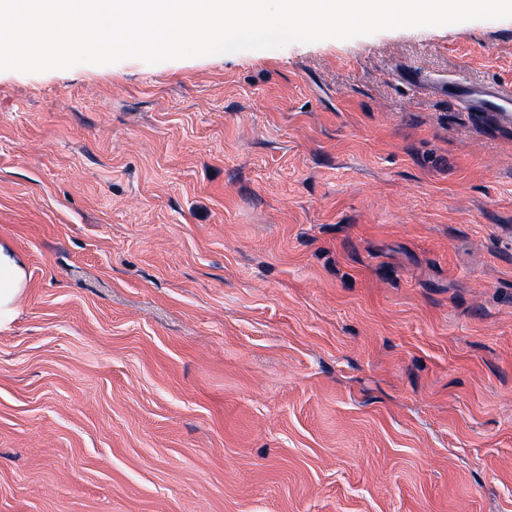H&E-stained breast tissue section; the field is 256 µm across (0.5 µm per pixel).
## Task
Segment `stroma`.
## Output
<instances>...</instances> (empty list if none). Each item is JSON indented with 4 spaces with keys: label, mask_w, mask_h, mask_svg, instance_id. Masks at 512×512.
I'll return each instance as SVG.
<instances>
[{
    "label": "stroma",
    "mask_w": 512,
    "mask_h": 512,
    "mask_svg": "<svg viewBox=\"0 0 512 512\" xmlns=\"http://www.w3.org/2000/svg\"><path fill=\"white\" fill-rule=\"evenodd\" d=\"M456 79L512 19L1 72L0 512H512V126ZM24 257L6 243H0V328L9 325L28 284Z\"/></svg>",
    "instance_id": "35a3bbf8"
}]
</instances>
